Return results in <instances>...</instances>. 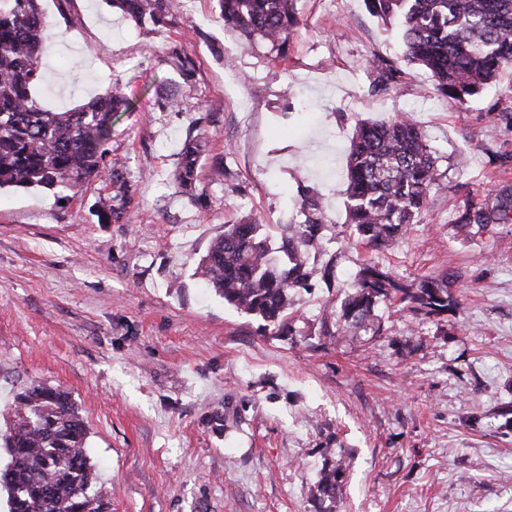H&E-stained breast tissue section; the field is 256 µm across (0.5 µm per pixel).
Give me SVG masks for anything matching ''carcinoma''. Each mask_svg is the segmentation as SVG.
Listing matches in <instances>:
<instances>
[{"mask_svg": "<svg viewBox=\"0 0 512 512\" xmlns=\"http://www.w3.org/2000/svg\"><path fill=\"white\" fill-rule=\"evenodd\" d=\"M136 23L169 24L179 0H103ZM370 14L397 20L404 58L431 74L437 92L461 104L478 95L512 65V0H365ZM224 23L245 42L255 38L285 55L288 34L300 25L296 0H219ZM49 36L39 0H0V188L43 187L75 193L91 181L112 188L103 222H118L131 204L128 181L108 168L105 145L112 119L131 103L118 83L103 87L87 103L65 112L45 109L35 95L40 83L39 57ZM203 152L200 137L187 140L174 180L182 192L197 195V169ZM441 185L434 147L408 117L360 122L348 160L346 209L356 240L371 250L398 242L416 223L429 195ZM304 220L287 224L281 237L284 258L271 255L262 225L243 221L224 225L195 267L206 287L243 313L269 326L285 325L290 292L319 277L333 275L331 263H310L324 251V210L320 197L303 195ZM512 219V204L493 211L470 207L459 232ZM410 306L426 316L448 311V275L423 277L407 288L374 263H364L356 286L341 304L334 327L324 321V341L358 339L383 333L375 313L378 299ZM4 438L7 462L0 489L8 512H108L91 493L95 483L87 449V429L70 395L32 382L8 410ZM349 467L347 456L327 462L316 482L319 497L336 512V488Z\"/></svg>", "mask_w": 512, "mask_h": 512, "instance_id": "cac0c4a2", "label": "carcinoma"}]
</instances>
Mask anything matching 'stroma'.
<instances>
[{"instance_id":"1","label":"stroma","mask_w":512,"mask_h":512,"mask_svg":"<svg viewBox=\"0 0 512 512\" xmlns=\"http://www.w3.org/2000/svg\"><path fill=\"white\" fill-rule=\"evenodd\" d=\"M40 7L41 103L65 111L115 79L132 103L106 155L132 204L104 223L98 182L67 201L0 189V410L33 381L69 392L110 512H327L318 472L342 453V512H512V223L455 229L469 206L512 201V67L459 104L403 60L397 30L363 0H298L281 59L243 45L217 0L155 29L104 0ZM203 101L213 111H197ZM400 113L430 138L442 186L403 239L368 251L349 235L347 152L358 120ZM197 136L199 200L173 180ZM305 187L325 214L315 262L335 261L336 275L292 292L289 336L194 269L243 216L278 250ZM366 261L411 288L447 271L450 325L382 302V335L321 345Z\"/></svg>"}]
</instances>
